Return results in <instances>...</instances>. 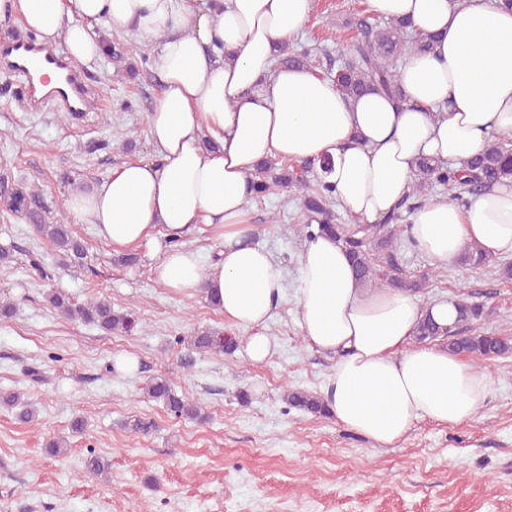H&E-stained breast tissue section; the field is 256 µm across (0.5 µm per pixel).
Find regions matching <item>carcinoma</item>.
Returning a JSON list of instances; mask_svg holds the SVG:
<instances>
[{
	"label": "carcinoma",
	"mask_w": 512,
	"mask_h": 512,
	"mask_svg": "<svg viewBox=\"0 0 512 512\" xmlns=\"http://www.w3.org/2000/svg\"><path fill=\"white\" fill-rule=\"evenodd\" d=\"M361 38L352 46L337 71H327L340 91L356 99L374 91L403 101L398 86L400 63L412 54L426 53L433 49L435 36L410 32L411 24L389 19L382 24H360ZM279 62L288 66H304L312 61L311 50L292 52L288 44L279 48ZM331 161L320 167L303 164L296 169L288 163L270 158L257 167L253 181L254 197L264 198L276 189L292 188L302 200L304 224L299 232L311 235L315 232L336 237L341 242L355 268L359 282L366 288L390 287L411 294H419L430 287L434 271L417 274L409 269L406 249L400 238L402 211L409 213L421 207L423 198L437 190L448 194L454 203L465 205L470 197L490 186L512 178V142L508 137L489 140L485 148L467 160L460 169L448 168L434 160L422 159L418 163L415 181L401 202L399 210L389 215L381 224H349L339 220L332 208L334 199L330 185L323 173L329 171ZM0 209L11 212L33 225L43 237L69 260L70 265L81 266L86 258L84 245L72 234L70 226L51 222L40 194L17 185L8 178H0ZM490 262L476 245L463 249L460 263L471 269H480ZM47 302L72 320L92 324L107 333H128L137 326L130 312L112 307L107 300H92L86 304L71 301L65 293L51 290ZM458 319L451 327L437 325L431 319L423 320L416 330L419 342L440 340L454 353L480 364L485 360L512 353V339L495 332L475 333L474 323L486 316L483 305L465 299L457 302ZM188 345L198 351L231 352L237 347L236 340L220 332L201 330L188 337ZM149 398L161 402L170 413L178 417L203 418L201 409L187 397L178 394L167 378L156 377L147 387ZM288 405L299 410L325 415L327 409L319 396L299 389L284 393ZM0 403L16 410V417L23 423L35 421V409L16 393H1Z\"/></svg>",
	"instance_id": "cac0c4a2"
}]
</instances>
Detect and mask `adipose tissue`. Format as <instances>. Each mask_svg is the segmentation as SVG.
<instances>
[{
    "mask_svg": "<svg viewBox=\"0 0 512 512\" xmlns=\"http://www.w3.org/2000/svg\"><path fill=\"white\" fill-rule=\"evenodd\" d=\"M365 3L437 37L432 52L400 66L403 105L378 93L354 100L309 68L278 64L276 45L305 26L312 0H0V20H20L46 47L65 41L79 63L101 58V23L155 45V159L114 167L71 192L65 211L113 251L158 253L154 276L172 292L211 294L228 323L249 329L254 363L275 346L265 329L285 285L283 263L251 240L259 162L330 160L336 202L356 223L378 224L410 191L421 158L457 168L491 135L512 131L511 11L498 0ZM196 231L221 243L215 262L185 242ZM405 233L437 269L468 244L512 254V184L466 207L430 196ZM296 288L301 335L336 358L323 396L338 425L394 447L420 421L458 425L486 402L488 374L446 346L413 341L424 317L453 324L456 299L363 287L341 244L318 234L302 241Z\"/></svg>",
    "mask_w": 512,
    "mask_h": 512,
    "instance_id": "obj_1",
    "label": "adipose tissue"
}]
</instances>
